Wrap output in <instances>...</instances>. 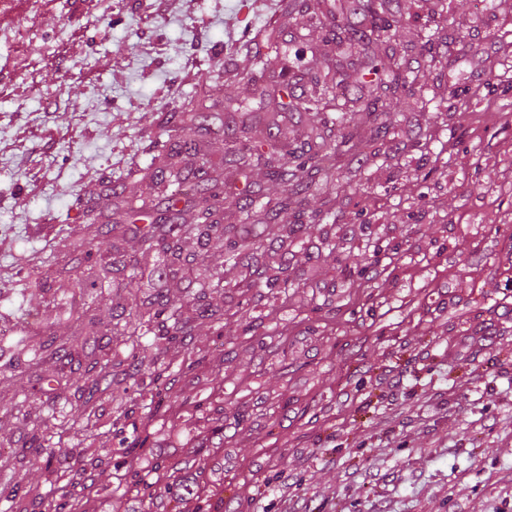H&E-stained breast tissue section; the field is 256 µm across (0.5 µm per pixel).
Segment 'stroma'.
Returning a JSON list of instances; mask_svg holds the SVG:
<instances>
[{
    "mask_svg": "<svg viewBox=\"0 0 512 512\" xmlns=\"http://www.w3.org/2000/svg\"><path fill=\"white\" fill-rule=\"evenodd\" d=\"M378 12L398 24L362 58L334 0H45L34 14L14 0L0 13L39 45L0 41V512H512V0ZM272 28L336 68L369 144L335 159V186L295 198L320 222L291 237L244 219L242 197L285 193L247 147L266 140V113L292 111L298 144L339 109L282 76ZM365 58L414 79L383 138L364 113L376 83L356 79ZM313 95L318 110H298ZM197 101L209 166L182 159L175 184L165 143ZM214 184L225 239L261 244L249 262L188 238L169 264L123 218L173 198L195 223ZM74 231L78 252L61 245ZM266 266L284 269L287 297L242 291ZM206 272L223 285L203 294ZM161 293L190 319L185 342L161 352L113 335V300ZM133 347L167 367L165 400L116 424L129 396L116 368L84 420L74 393L90 362ZM49 417L86 436L50 465L31 445Z\"/></svg>",
    "mask_w": 512,
    "mask_h": 512,
    "instance_id": "35a3bbf8",
    "label": "stroma"
}]
</instances>
